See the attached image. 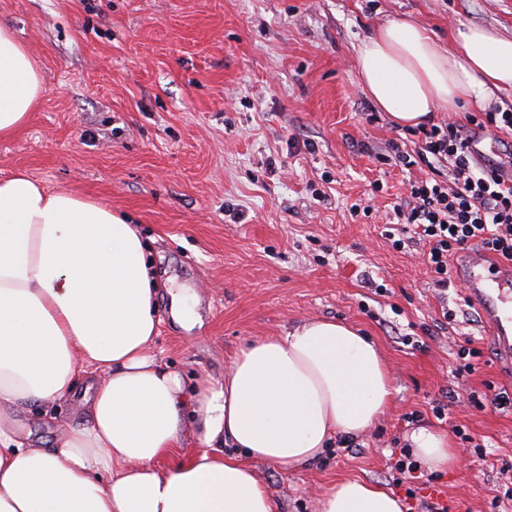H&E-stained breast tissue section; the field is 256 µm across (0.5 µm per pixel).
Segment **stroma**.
Instances as JSON below:
<instances>
[{"label":"stroma","mask_w":512,"mask_h":512,"mask_svg":"<svg viewBox=\"0 0 512 512\" xmlns=\"http://www.w3.org/2000/svg\"><path fill=\"white\" fill-rule=\"evenodd\" d=\"M402 18L443 43L470 23L512 36V0H0V20L43 79L27 125L0 140V175L26 171L137 224L159 283L153 350L186 386L223 380L246 342L307 319L346 321L379 345L394 386L387 414L306 469L257 464L275 512H317L319 495L344 478L384 488L409 512L436 494L448 512H512V501L491 505L512 483V408L468 401L488 385L512 392L488 329L459 284L437 295L423 246L396 251L385 238L421 170L376 160L409 131L363 92L354 47ZM355 204L372 215H353ZM180 288L195 293L200 323L189 331L170 314ZM445 306L456 319L440 330ZM468 337L482 356L459 379L456 350ZM413 411L417 421H405ZM79 419L63 401L55 421L36 409L21 421L47 448ZM422 427L457 447L462 429L484 450L430 485L393 483ZM409 487L417 499H406Z\"/></svg>","instance_id":"35a3bbf8"}]
</instances>
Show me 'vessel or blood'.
<instances>
[{
	"label": "vessel or blood",
	"instance_id": "obj_1",
	"mask_svg": "<svg viewBox=\"0 0 512 512\" xmlns=\"http://www.w3.org/2000/svg\"><path fill=\"white\" fill-rule=\"evenodd\" d=\"M454 278L479 306L492 333L500 367L512 368V313L504 308L506 301H512V262L469 248L457 264Z\"/></svg>",
	"mask_w": 512,
	"mask_h": 512
}]
</instances>
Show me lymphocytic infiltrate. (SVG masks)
<instances>
[{"instance_id":"lymphocytic-infiltrate-1","label":"lymphocytic infiltrate","mask_w":512,"mask_h":512,"mask_svg":"<svg viewBox=\"0 0 512 512\" xmlns=\"http://www.w3.org/2000/svg\"><path fill=\"white\" fill-rule=\"evenodd\" d=\"M512 135V112L466 115L464 121L443 120L422 129L414 149L397 140L386 144L388 157L404 168L423 166L426 176L412 180L393 208L397 225L387 231L392 248L401 250L425 242V261L434 287L448 286V260L479 247L512 260V187H505L503 165L478 166L467 151V126ZM449 164L442 178L440 164Z\"/></svg>"}]
</instances>
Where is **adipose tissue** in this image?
I'll list each match as a JSON object with an SVG mask.
<instances>
[{
	"label": "adipose tissue",
	"instance_id": "1",
	"mask_svg": "<svg viewBox=\"0 0 512 512\" xmlns=\"http://www.w3.org/2000/svg\"><path fill=\"white\" fill-rule=\"evenodd\" d=\"M443 46L413 19L377 27L355 47L361 86L398 127L482 109L512 91V37L468 24ZM42 77L0 22V138L40 100ZM158 284L135 225L25 172L0 177V512H274L253 464L303 469L330 441L386 414L393 384L369 337L307 320L241 349L223 382L187 396L154 354ZM79 396L82 422L54 447L24 436L19 415ZM197 419L193 448L184 412ZM411 446L431 469L455 467L448 435L421 428ZM318 512H402L360 479L326 490Z\"/></svg>",
	"mask_w": 512,
	"mask_h": 512
}]
</instances>
